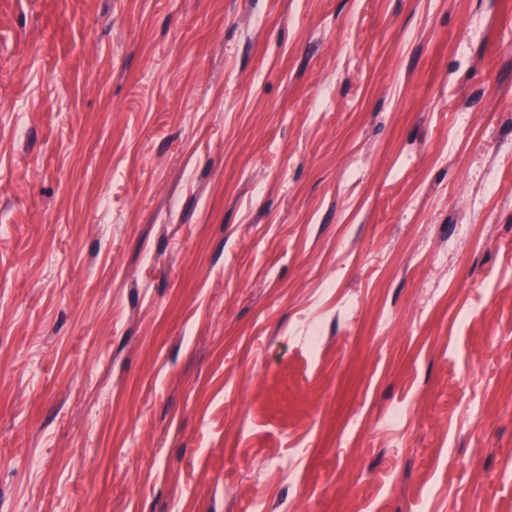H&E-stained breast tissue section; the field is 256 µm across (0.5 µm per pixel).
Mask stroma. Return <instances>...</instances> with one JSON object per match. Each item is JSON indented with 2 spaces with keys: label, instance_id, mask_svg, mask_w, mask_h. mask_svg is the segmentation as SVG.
Wrapping results in <instances>:
<instances>
[{
  "label": "stroma",
  "instance_id": "stroma-1",
  "mask_svg": "<svg viewBox=\"0 0 512 512\" xmlns=\"http://www.w3.org/2000/svg\"><path fill=\"white\" fill-rule=\"evenodd\" d=\"M512 512V0H0V512Z\"/></svg>",
  "mask_w": 512,
  "mask_h": 512
}]
</instances>
